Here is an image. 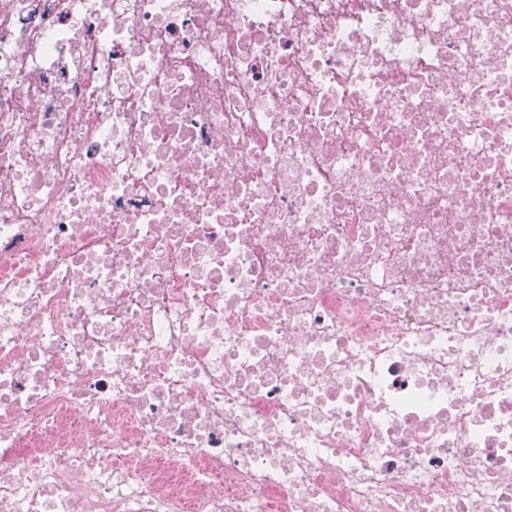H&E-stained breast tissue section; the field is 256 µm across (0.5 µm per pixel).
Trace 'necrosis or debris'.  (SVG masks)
<instances>
[{"instance_id":"necrosis-or-debris-1","label":"necrosis or debris","mask_w":512,"mask_h":512,"mask_svg":"<svg viewBox=\"0 0 512 512\" xmlns=\"http://www.w3.org/2000/svg\"><path fill=\"white\" fill-rule=\"evenodd\" d=\"M0 512H512V0H0Z\"/></svg>"}]
</instances>
